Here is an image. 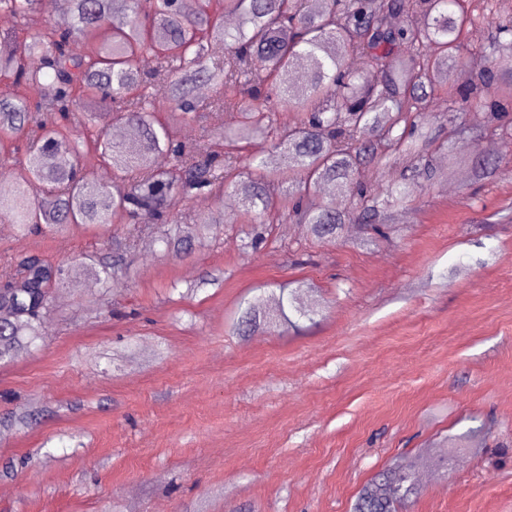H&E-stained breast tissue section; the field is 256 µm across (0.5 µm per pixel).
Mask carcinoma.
I'll list each match as a JSON object with an SVG mask.
<instances>
[{
    "mask_svg": "<svg viewBox=\"0 0 512 512\" xmlns=\"http://www.w3.org/2000/svg\"><path fill=\"white\" fill-rule=\"evenodd\" d=\"M69 2L72 22L60 28L39 18L40 0H0V13L13 16L28 39L21 57L11 36L0 37V76L10 80L0 92V146L24 147L14 188L0 195V220L15 225L21 237L62 224H175L176 206L207 187L233 192L253 215L254 249L266 241L269 216L279 211L319 241L338 239L353 221L387 239L391 227L380 223L381 216L405 198V190L394 186L375 197L358 184V170L396 153L423 160L436 136L417 117L441 76L450 68L469 73L460 111L480 106L496 118L512 102V22L498 24V39L474 67L463 61L458 42L471 19L450 9L456 0H323L319 10L305 9L304 0ZM226 12L238 16L237 26H224ZM398 12L420 14V25L392 28L387 17ZM78 41L94 43L95 51L73 54L70 46ZM218 43L224 60L213 62L209 50ZM353 53L364 56L373 74L348 69L345 58ZM148 61L173 75L163 103L147 79ZM296 68L307 81L281 83L279 76ZM201 83L210 87L209 96L196 94ZM101 108L135 126L137 138L114 143L98 130L71 137L70 126H92ZM159 112L183 121L212 119V133L229 147L224 159L171 139ZM226 112L237 114L228 135ZM278 112H292L296 120L277 126ZM401 124L412 132L393 135ZM263 134L275 160L234 156L239 143ZM89 149L117 172L112 185L57 162L61 153ZM327 182L346 189L355 208L338 213L329 205L304 204ZM42 190L53 197L52 207L37 197ZM116 264L99 259L86 270L114 288ZM63 276L62 268L29 257L0 272V310H15L11 320L0 321V363L42 339L51 308L48 284L58 286ZM415 482L412 468L392 467L359 494L354 512H396Z\"/></svg>",
    "mask_w": 512,
    "mask_h": 512,
    "instance_id": "carcinoma-1",
    "label": "carcinoma"
}]
</instances>
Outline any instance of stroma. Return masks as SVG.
Listing matches in <instances>:
<instances>
[{"label":"stroma","mask_w":512,"mask_h":512,"mask_svg":"<svg viewBox=\"0 0 512 512\" xmlns=\"http://www.w3.org/2000/svg\"><path fill=\"white\" fill-rule=\"evenodd\" d=\"M459 7L479 58L512 0ZM465 80L436 86L432 129ZM463 123L468 163L436 186L403 157L360 168L373 194L407 193L395 233L367 247L359 225L324 244L279 213L252 252L233 193L205 189L181 224L223 223L178 250L146 226L107 291L84 267L122 225L1 233L0 265L34 255L65 281L42 340L0 366V512H351L396 465L419 486L398 512H512V115ZM483 161L496 172L475 178ZM294 286L319 315L272 325ZM254 300L270 321L240 335Z\"/></svg>","instance_id":"1"}]
</instances>
